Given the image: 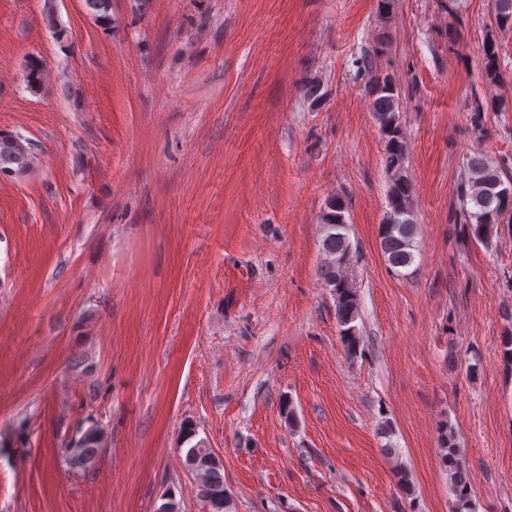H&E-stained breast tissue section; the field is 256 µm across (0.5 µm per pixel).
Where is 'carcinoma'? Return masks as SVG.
<instances>
[{
  "mask_svg": "<svg viewBox=\"0 0 512 512\" xmlns=\"http://www.w3.org/2000/svg\"><path fill=\"white\" fill-rule=\"evenodd\" d=\"M495 22L500 29H512V0H495ZM484 80L495 85L499 80L498 55L495 39L484 47ZM45 69L34 58L28 64V88L36 91L44 78ZM372 112L385 140L384 163L390 173L387 199L388 211L379 229L380 247L391 267L404 270L414 261V240L418 224L412 208L413 187L404 171L407 142L399 122V91L392 78L371 76ZM0 162L11 168L12 175L25 174L33 165L32 144L17 137L6 150H0ZM512 182L507 171L494 165L486 156L474 154L466 159L464 176L457 188L460 202L457 220L464 225L469 236L480 242L490 240L495 226L506 213H512V200H502L495 193V186L503 181ZM348 207L339 196L326 202L322 214L325 235L322 251L325 261L320 268V279L336 299V321L348 354L356 353L360 336L355 322L359 316L357 292L349 276L351 247L345 229ZM195 426H183L181 441L194 444L186 449L185 466L194 476L197 496L209 512H228L229 498L224 488V466L213 460V452L202 440H194ZM104 448V433L97 427L85 430L73 448L69 461L77 469H89L96 463ZM442 464L448 471L450 491L467 500L472 495L467 467L463 464L454 444L452 431L443 429L439 437Z\"/></svg>",
  "mask_w": 512,
  "mask_h": 512,
  "instance_id": "carcinoma-1",
  "label": "carcinoma"
}]
</instances>
